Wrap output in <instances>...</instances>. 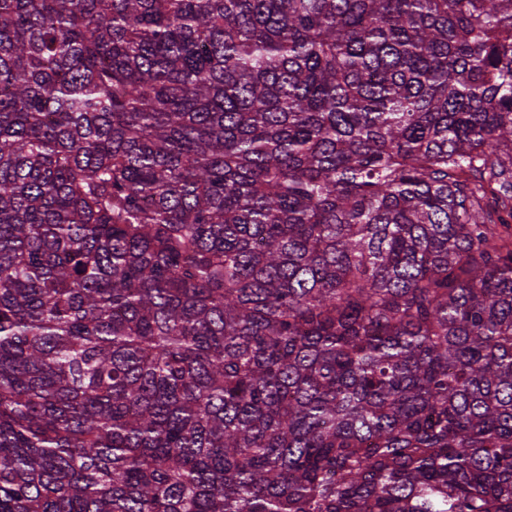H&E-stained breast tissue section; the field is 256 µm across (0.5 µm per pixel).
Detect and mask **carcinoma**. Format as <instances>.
<instances>
[{"mask_svg": "<svg viewBox=\"0 0 512 512\" xmlns=\"http://www.w3.org/2000/svg\"><path fill=\"white\" fill-rule=\"evenodd\" d=\"M0 512H512V0H0Z\"/></svg>", "mask_w": 512, "mask_h": 512, "instance_id": "1", "label": "carcinoma"}]
</instances>
